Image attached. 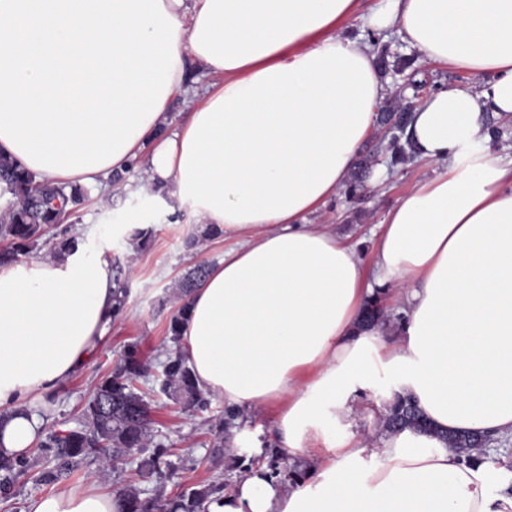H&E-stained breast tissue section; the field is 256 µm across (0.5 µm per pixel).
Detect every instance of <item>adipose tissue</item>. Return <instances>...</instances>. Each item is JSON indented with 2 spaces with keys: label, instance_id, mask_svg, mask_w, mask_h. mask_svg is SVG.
Instances as JSON below:
<instances>
[{
  "label": "adipose tissue",
  "instance_id": "ef3b65f1",
  "mask_svg": "<svg viewBox=\"0 0 512 512\" xmlns=\"http://www.w3.org/2000/svg\"><path fill=\"white\" fill-rule=\"evenodd\" d=\"M180 28L167 94H188L185 62L212 83L186 121L162 107L103 169L37 179L83 185L147 161L200 230L240 245L185 299L181 351L202 391L275 411V442L306 469L282 485L258 467L207 512H512L489 490L493 459L468 463L406 429L372 446L348 433L377 371L440 429L512 435V161L482 115L512 119V0H163ZM361 16L424 61L474 84L420 98L407 134L426 181L385 216L371 259L315 216L339 197L394 88ZM108 246L76 240L51 259L0 265V453L40 440L45 400L79 372L112 328ZM391 287L397 328L360 326ZM118 493L63 486L28 512H124Z\"/></svg>",
  "mask_w": 512,
  "mask_h": 512
}]
</instances>
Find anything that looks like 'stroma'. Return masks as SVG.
I'll use <instances>...</instances> for the list:
<instances>
[{"instance_id": "obj_1", "label": "stroma", "mask_w": 512, "mask_h": 512, "mask_svg": "<svg viewBox=\"0 0 512 512\" xmlns=\"http://www.w3.org/2000/svg\"><path fill=\"white\" fill-rule=\"evenodd\" d=\"M380 170L381 163H373L361 201L337 197L317 218L318 223L334 225L337 233L357 244L367 259L373 255L387 210L429 178L434 167L415 161L387 171L388 178L381 183L375 179ZM147 182V166L141 163L125 173L121 182L107 179L87 185L89 200L70 220L71 235L85 239L99 231L107 233L115 285L125 291L126 300L123 312L112 321L108 338L86 366L53 395L48 428L58 432L76 427L98 381L112 372L128 347H136L148 369L138 387L150 404L153 432L167 450L166 459L178 475L177 482L141 478L134 457L104 471L95 462L84 465L66 481L71 485L93 483L115 491L135 486L148 496L170 498L178 485L224 483L230 477L228 455L212 454L210 423L223 417V399L212 398L207 411L190 410L174 395L162 392L155 378L162 363L177 349L169 327L180 305L179 282L197 264L217 263L238 240L230 236L190 244L195 225L189 224L185 212L171 210L165 195L147 190ZM142 229L147 230V237H139ZM393 386L390 375H375L354 404L350 432L382 436L379 418ZM27 459V473L18 480L13 496L0 498V512H27L32 498L52 492V484L40 480L49 466L44 454L35 449Z\"/></svg>"}]
</instances>
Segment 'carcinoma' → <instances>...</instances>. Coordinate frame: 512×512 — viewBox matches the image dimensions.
Returning <instances> with one entry per match:
<instances>
[{
    "label": "carcinoma",
    "instance_id": "carcinoma-1",
    "mask_svg": "<svg viewBox=\"0 0 512 512\" xmlns=\"http://www.w3.org/2000/svg\"><path fill=\"white\" fill-rule=\"evenodd\" d=\"M378 59L381 67L390 65L400 73L412 68L414 63L410 57H397L389 61L384 47ZM389 113L402 114V120L389 140V165L405 164L413 158L411 144L405 137L410 116L404 107L390 104L382 108L378 120H383ZM370 163L371 160L364 157L354 167L346 183L345 194L348 197L354 198L362 190ZM0 190L15 198L11 205L0 212V240L6 242V246L0 250V262L15 261L29 253L48 229L59 226L62 215H76L87 201L86 193L81 188L46 180L37 181L33 173L2 156ZM206 272V265H197L181 281V293L185 296L190 294L201 283ZM389 320L390 315L383 305V292L379 291L367 303L362 314V325L371 327ZM145 373V366L134 352H129L112 373L98 383L84 408V421L64 433L51 432L39 442L40 450L55 462L54 468L42 475L44 481H54L59 475L77 469L88 459L108 467L133 454L139 455L138 468L143 474L158 479L173 476L172 468L162 460L163 445L154 442L150 405L145 393L136 386V381ZM160 386L165 392L179 394L184 405L190 409L202 410L210 405L209 397L197 389L191 371L179 353L168 357L163 366ZM243 421V412L234 407L224 408V417L219 420L217 441L214 443L215 452L221 451L224 441L232 438L233 430L241 427ZM380 422L382 430L389 434L407 428L433 432L468 460H479L486 454L482 437L434 431L416 404L399 395L387 407ZM269 457V468L281 480L294 482L304 477L296 465L280 468L281 455L278 451H270ZM27 467L24 457L0 455V491H11ZM222 491L223 487L214 484L194 485L181 489L175 498L162 503L154 497L143 496L140 489L129 486L122 496L126 504L125 512H206L207 503Z\"/></svg>",
    "mask_w": 512,
    "mask_h": 512
}]
</instances>
